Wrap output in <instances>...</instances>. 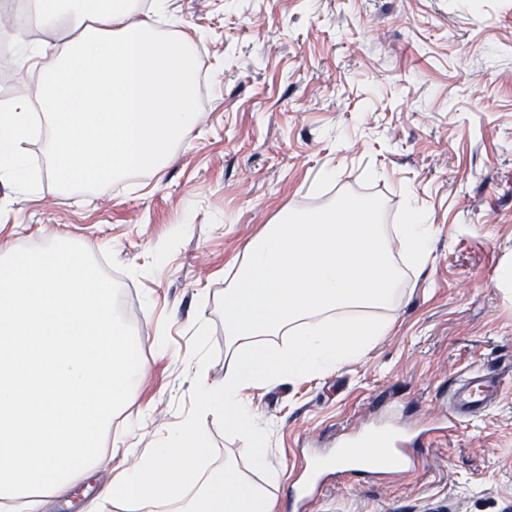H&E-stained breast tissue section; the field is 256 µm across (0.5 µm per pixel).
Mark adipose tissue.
Instances as JSON below:
<instances>
[{"label": "adipose tissue", "mask_w": 512, "mask_h": 512, "mask_svg": "<svg viewBox=\"0 0 512 512\" xmlns=\"http://www.w3.org/2000/svg\"><path fill=\"white\" fill-rule=\"evenodd\" d=\"M16 36L26 77L0 104V183L31 192L29 144L45 130L47 174L65 192L89 191L135 171L160 172L174 146L197 126L191 42L160 37L153 18L171 0H32ZM434 226L414 204L387 234L373 202H341L312 212L283 209L251 240L224 290L230 353L220 385L197 379L195 412L154 453L114 475L103 493L124 512H275L267 489L245 479L233 459L204 472V421L223 417L254 446L262 435L245 388L300 379L358 361L390 323L402 265L424 268Z\"/></svg>", "instance_id": "obj_1"}]
</instances>
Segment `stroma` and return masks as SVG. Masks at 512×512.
<instances>
[{"label":"stroma","instance_id":"stroma-1","mask_svg":"<svg viewBox=\"0 0 512 512\" xmlns=\"http://www.w3.org/2000/svg\"><path fill=\"white\" fill-rule=\"evenodd\" d=\"M173 6L206 83L199 122L165 169L103 184L86 207L46 176L39 141L36 194L0 185V243L37 246L52 231L85 246L118 277L146 361L105 436L110 466L49 512H118L103 486L194 411L195 368L224 381V289L249 241L282 209L348 195L397 220L413 198L436 229L430 261L407 271L391 329L363 360L244 390L264 430V469L220 420L206 426L209 466L233 457L276 512H292L303 457L344 430L394 426L417 439L415 465L385 479L332 477L309 512H512V372L488 412L444 428L453 379L512 362V0Z\"/></svg>","mask_w":512,"mask_h":512}]
</instances>
